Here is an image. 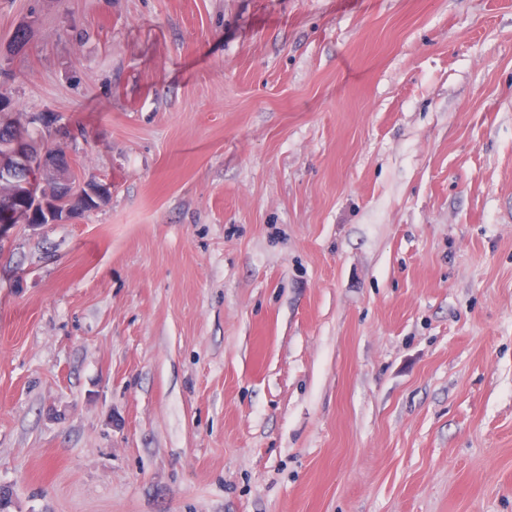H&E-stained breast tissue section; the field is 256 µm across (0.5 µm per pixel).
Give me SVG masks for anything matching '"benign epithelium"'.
Returning a JSON list of instances; mask_svg holds the SVG:
<instances>
[{
	"label": "benign epithelium",
	"mask_w": 512,
	"mask_h": 512,
	"mask_svg": "<svg viewBox=\"0 0 512 512\" xmlns=\"http://www.w3.org/2000/svg\"><path fill=\"white\" fill-rule=\"evenodd\" d=\"M24 124L36 129L43 137V148L36 156L30 155L25 139L19 131L11 129L0 140V183L11 188L19 207L14 214L15 223L27 224L26 216L43 210L47 224L62 223L72 217L75 203L94 199L102 202L110 193L112 183L78 177L71 154L65 147L64 127L56 118L43 112L25 117ZM54 179L47 194L32 199L28 184L37 175Z\"/></svg>",
	"instance_id": "obj_1"
}]
</instances>
